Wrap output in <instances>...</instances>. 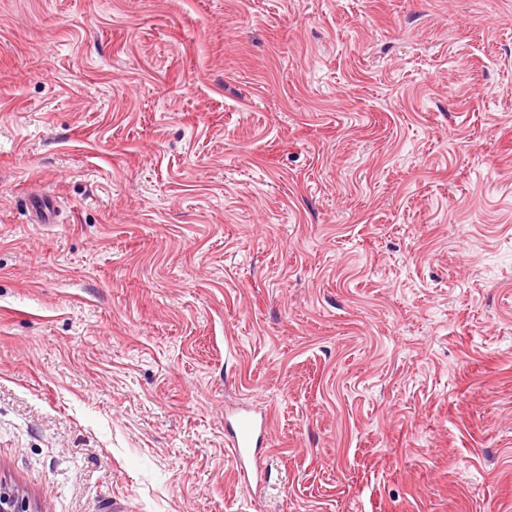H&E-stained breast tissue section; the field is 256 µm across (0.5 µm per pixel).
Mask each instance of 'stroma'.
<instances>
[{"instance_id": "35a3bbf8", "label": "stroma", "mask_w": 512, "mask_h": 512, "mask_svg": "<svg viewBox=\"0 0 512 512\" xmlns=\"http://www.w3.org/2000/svg\"><path fill=\"white\" fill-rule=\"evenodd\" d=\"M0 485L512 512V0H0ZM255 431V424L248 415H243L239 418L237 424V431L234 433L233 448H230L231 453L240 464L238 479L247 487L251 485L249 471L250 463L248 455L251 452L253 444V437Z\"/></svg>"}]
</instances>
